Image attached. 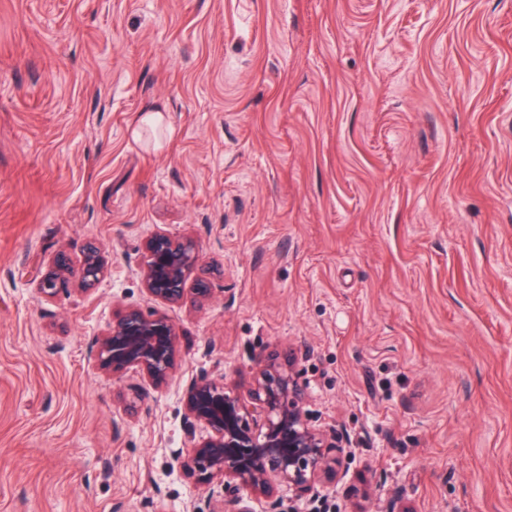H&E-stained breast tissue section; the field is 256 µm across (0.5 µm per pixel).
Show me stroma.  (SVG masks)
<instances>
[{
    "label": "stroma",
    "mask_w": 512,
    "mask_h": 512,
    "mask_svg": "<svg viewBox=\"0 0 512 512\" xmlns=\"http://www.w3.org/2000/svg\"><path fill=\"white\" fill-rule=\"evenodd\" d=\"M158 231L204 306L144 293ZM92 238L101 285L43 298ZM126 306L179 331L133 411L87 356ZM289 347L340 512H512V0H0V512H222L186 389Z\"/></svg>",
    "instance_id": "stroma-1"
}]
</instances>
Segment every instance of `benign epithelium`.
<instances>
[{
	"label": "benign epithelium",
	"instance_id": "benign-epithelium-1",
	"mask_svg": "<svg viewBox=\"0 0 512 512\" xmlns=\"http://www.w3.org/2000/svg\"><path fill=\"white\" fill-rule=\"evenodd\" d=\"M200 264L193 236L155 233L143 242L138 274L150 297L170 305L189 301L201 306L212 294L209 280L198 278L187 287ZM106 276L104 251L91 241L77 263L66 253H57L39 290L51 299L75 281L81 291L90 292ZM178 336L166 315L129 306L95 338L91 355L99 369L114 374L133 370L157 389L176 373ZM307 400V385L299 380L297 356L291 350L259 360L243 394L233 395L204 376L196 378L187 388L184 408L192 445L186 452L176 449L174 455L202 481L217 480L226 489L246 493L232 501L230 512H250V498L272 499L282 484L296 499L311 500L319 496L325 479L336 476L343 461L340 436L311 423ZM198 427L207 431L199 440Z\"/></svg>",
	"mask_w": 512,
	"mask_h": 512
}]
</instances>
